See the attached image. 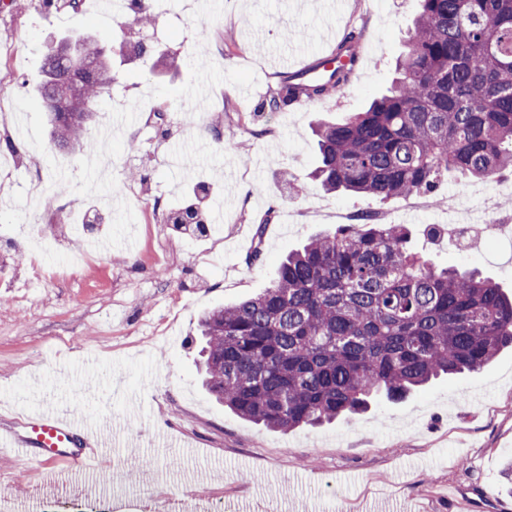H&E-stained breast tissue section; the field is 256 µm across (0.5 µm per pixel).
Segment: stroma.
<instances>
[{"mask_svg":"<svg viewBox=\"0 0 512 512\" xmlns=\"http://www.w3.org/2000/svg\"><path fill=\"white\" fill-rule=\"evenodd\" d=\"M419 0H160L151 28L100 30L93 0L81 11L42 0H0V417L50 404L124 418L131 435L113 449L116 489L141 497H64L45 512H158L194 488L215 507L247 512H512V348L479 373L441 378L399 404L376 400L358 419L291 432L245 420L204 389L200 318L267 288L281 260L355 223L403 224L411 246L436 265L476 269L512 290V243L460 255L448 245L445 201L458 219L485 218L493 199L512 222L507 179L447 178L431 194L379 200L328 193L309 175L318 120L361 111L387 90ZM360 38L364 68L336 94L302 110L266 112L273 62H306L328 38ZM139 36L179 69L132 61L116 48ZM112 46L114 81L89 126L126 116L99 171L86 154L56 148L39 102L44 47L61 38ZM213 72L196 95L198 54ZM205 231L166 216L199 187ZM263 237H256L257 226ZM262 257L250 262L254 248ZM44 477L33 458L0 459V496H32Z\"/></svg>","mask_w":512,"mask_h":512,"instance_id":"1","label":"stroma"}]
</instances>
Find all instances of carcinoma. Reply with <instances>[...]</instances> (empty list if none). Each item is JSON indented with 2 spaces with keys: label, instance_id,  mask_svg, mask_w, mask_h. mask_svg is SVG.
<instances>
[{
  "label": "carcinoma",
  "instance_id": "carcinoma-1",
  "mask_svg": "<svg viewBox=\"0 0 512 512\" xmlns=\"http://www.w3.org/2000/svg\"><path fill=\"white\" fill-rule=\"evenodd\" d=\"M354 37L336 47V79H281L262 103L280 112L300 97L345 86ZM43 68L38 94L52 140L90 148L87 124L112 89L106 45L87 40ZM399 77L388 93L317 130L312 177L325 191L372 198L433 191L447 176L492 180L512 174V0H420L407 31ZM77 82L82 110L71 105ZM357 224L311 238L288 254L271 287L201 321L206 387L240 417L291 431L366 412L369 398L393 403L444 375L476 372L512 348V293L475 271L439 267L410 247L403 224ZM170 224L204 225L191 203Z\"/></svg>",
  "mask_w": 512,
  "mask_h": 512
}]
</instances>
